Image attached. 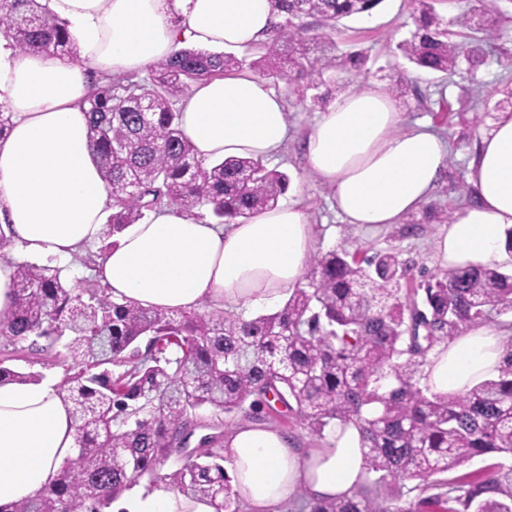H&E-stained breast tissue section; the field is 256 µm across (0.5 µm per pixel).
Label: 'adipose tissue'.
I'll return each instance as SVG.
<instances>
[{
  "mask_svg": "<svg viewBox=\"0 0 512 512\" xmlns=\"http://www.w3.org/2000/svg\"><path fill=\"white\" fill-rule=\"evenodd\" d=\"M80 47L76 60L22 51L0 34V311L15 303L22 260L68 264L106 237L112 197L89 152L87 101L102 77L138 74L184 43L245 50L266 42L277 20L271 0H43ZM196 156L272 157L288 138L285 102L248 72L196 84L179 104ZM387 87L362 81L320 112L302 141L304 167L333 190L349 224L402 223L439 185L447 147L428 125L401 130ZM473 204L434 238L442 269L493 268L512 229V115L480 139L468 166ZM316 249L314 226L296 202L242 223L215 224L196 210L161 209L116 234L99 280L140 306L189 311L207 301L247 312L301 281ZM502 330L477 324L438 346L425 368L433 392H466L497 374ZM70 407L50 380L0 384V512L48 485L74 455ZM232 487L249 512L349 496L365 482L354 428L334 427L321 448L297 446L281 430L244 423L224 441ZM112 512H212L158 485L127 493Z\"/></svg>",
  "mask_w": 512,
  "mask_h": 512,
  "instance_id": "adipose-tissue-1",
  "label": "adipose tissue"
}]
</instances>
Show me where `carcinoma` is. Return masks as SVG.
Here are the masks:
<instances>
[{
    "label": "carcinoma",
    "instance_id": "1",
    "mask_svg": "<svg viewBox=\"0 0 512 512\" xmlns=\"http://www.w3.org/2000/svg\"><path fill=\"white\" fill-rule=\"evenodd\" d=\"M383 0H273L283 20L249 63L274 83L290 75L316 89L324 72L355 75L361 50L334 54L343 19L368 17ZM413 0L415 28L397 50L416 67L453 79L473 50L451 39L489 42L508 19L488 0L449 20L435 4ZM320 32L309 33L308 20ZM0 33L28 52L79 58L76 40L40 0H0ZM232 53L181 48L149 68L142 81H107L89 99L90 151L112 196L110 233L145 217L162 201L207 207L230 224L275 207L288 173L263 161L197 158L179 126L178 103L192 85L242 67ZM456 206L425 210L446 224ZM412 268L393 250L358 257L344 247L313 256L306 283L288 290L272 314L245 319L234 311L151 310L114 299L100 281L72 287L61 268L18 265L14 307L0 313L11 346L0 360V384L37 381L5 362L44 355L62 369L57 394L71 404L77 456L54 481L10 512H111L112 502L144 476L206 500L214 512H243L222 461L224 443L186 451L179 438L201 427L199 408L231 419H256L279 402L295 408L318 435L337 424L359 433L368 478L351 498L307 504L309 512H412L388 493L414 481L436 485L478 456L512 459V335L497 377L463 394L421 385L429 353L477 323L512 328V270L467 267L425 275L412 294L401 284ZM69 335L62 349L56 343ZM145 345H140V342ZM462 494L443 500L463 512H512V463H491Z\"/></svg>",
    "mask_w": 512,
    "mask_h": 512
}]
</instances>
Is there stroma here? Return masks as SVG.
Here are the masks:
<instances>
[{
    "label": "stroma",
    "instance_id": "1",
    "mask_svg": "<svg viewBox=\"0 0 512 512\" xmlns=\"http://www.w3.org/2000/svg\"><path fill=\"white\" fill-rule=\"evenodd\" d=\"M414 28L413 6L410 0H383L372 16L348 19L339 25L336 43L339 51L365 50L369 56V80L392 84L402 80L406 94L401 99L404 128L416 123L429 124L449 145V156L443 178L431 201L445 206L456 200L455 185L468 172L469 163L482 134L489 132L502 113L512 111V97L505 91V78L512 75L504 57L512 55V21L502 27L499 40L485 43L479 53L477 79L489 93L488 112L478 127L469 126L463 114L470 106L461 96L460 88L449 83L438 72L416 68L403 59L397 43ZM297 83H277L287 112L290 137L284 147L268 159V167L287 172L291 182L284 201L301 203L315 226L317 252L324 253L339 246L361 250L366 254L394 249L414 270L436 271L433 239L438 224L424 220L415 212L416 226L411 233H401L399 226L369 229L345 223L337 213L332 190L308 175L301 159V143L319 113L318 108L300 102Z\"/></svg>",
    "mask_w": 512,
    "mask_h": 512
}]
</instances>
